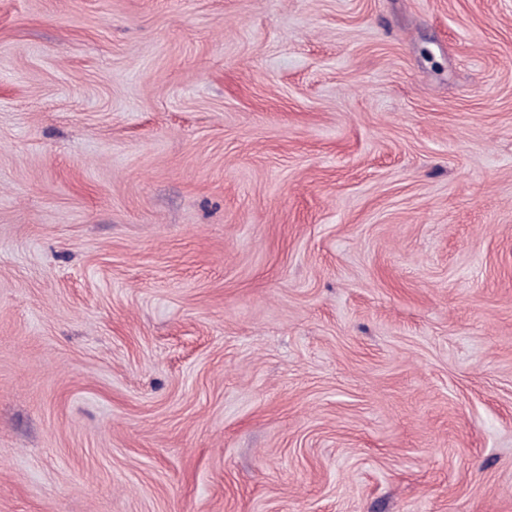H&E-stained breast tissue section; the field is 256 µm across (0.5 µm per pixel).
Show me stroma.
Wrapping results in <instances>:
<instances>
[{
    "instance_id": "1",
    "label": "stroma",
    "mask_w": 512,
    "mask_h": 512,
    "mask_svg": "<svg viewBox=\"0 0 512 512\" xmlns=\"http://www.w3.org/2000/svg\"><path fill=\"white\" fill-rule=\"evenodd\" d=\"M0 512H512V0H0Z\"/></svg>"
}]
</instances>
